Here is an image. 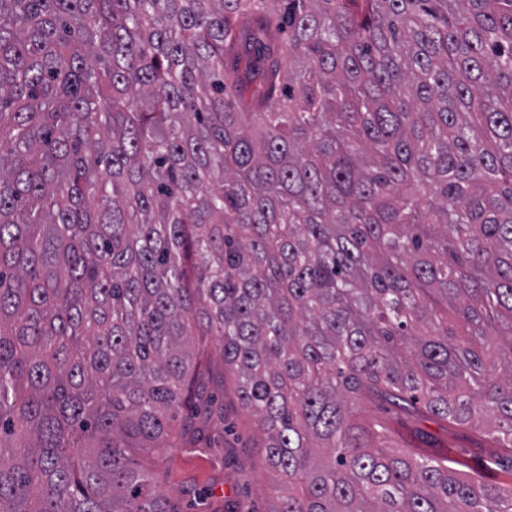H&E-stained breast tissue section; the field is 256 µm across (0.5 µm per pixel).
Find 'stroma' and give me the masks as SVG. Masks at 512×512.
I'll return each instance as SVG.
<instances>
[{"instance_id":"obj_1","label":"stroma","mask_w":512,"mask_h":512,"mask_svg":"<svg viewBox=\"0 0 512 512\" xmlns=\"http://www.w3.org/2000/svg\"><path fill=\"white\" fill-rule=\"evenodd\" d=\"M208 360L210 370L200 385L205 396L224 404L223 422H212L208 429L215 446L157 448L140 459L152 466L159 491L179 512H271L280 480L262 464L257 425L240 402L218 339L208 343ZM360 413L384 425L391 446L460 460L466 472L481 473L490 484L512 482V468L491 463L472 430L378 402H363Z\"/></svg>"}]
</instances>
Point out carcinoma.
Segmentation results:
<instances>
[{"mask_svg":"<svg viewBox=\"0 0 512 512\" xmlns=\"http://www.w3.org/2000/svg\"><path fill=\"white\" fill-rule=\"evenodd\" d=\"M259 2L0 0V512H170L135 452L224 419L193 335L271 512H512L355 409L512 464V0ZM361 415L386 428L389 444L398 448H419L422 455L448 456L466 464L459 469L466 472H479L489 484L512 482L510 467H502L490 462L482 448H487L477 433L472 430L448 426V423L415 413L402 412L384 403L363 401ZM424 434V440L419 438Z\"/></svg>","mask_w":512,"mask_h":512,"instance_id":"1","label":"carcinoma"}]
</instances>
